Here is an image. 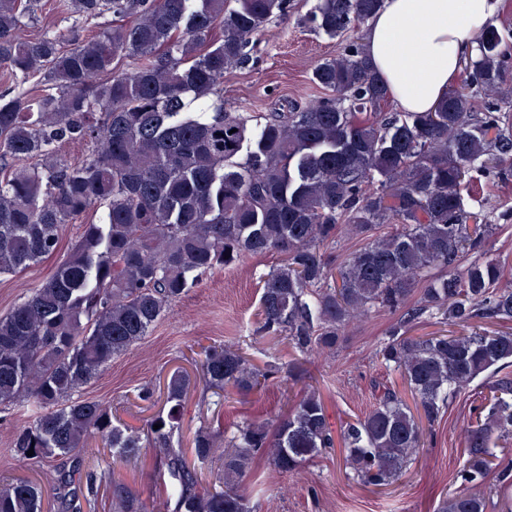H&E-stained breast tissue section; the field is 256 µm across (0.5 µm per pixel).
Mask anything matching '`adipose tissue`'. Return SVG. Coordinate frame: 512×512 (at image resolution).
Segmentation results:
<instances>
[{"instance_id": "1", "label": "adipose tissue", "mask_w": 512, "mask_h": 512, "mask_svg": "<svg viewBox=\"0 0 512 512\" xmlns=\"http://www.w3.org/2000/svg\"><path fill=\"white\" fill-rule=\"evenodd\" d=\"M502 0H384L365 52L403 112H427L455 84L478 28Z\"/></svg>"}]
</instances>
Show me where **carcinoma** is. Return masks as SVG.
I'll use <instances>...</instances> for the list:
<instances>
[{"label":"carcinoma","instance_id":"carcinoma-1","mask_svg":"<svg viewBox=\"0 0 512 512\" xmlns=\"http://www.w3.org/2000/svg\"><path fill=\"white\" fill-rule=\"evenodd\" d=\"M32 2L0 0V276L54 255L63 225L102 212L0 316V410L32 407L15 451L34 464L61 461L56 512H89L104 485L119 512H257L242 489L256 461L297 474L334 447L312 385L275 421L225 428L216 415L194 432L190 458L173 444L187 371L170 374L164 408L143 433L78 397L207 274L268 253L280 260L259 276L266 338L286 339L305 356L334 354L350 323L381 309L396 316L374 356L400 374L414 406L383 384L369 412L344 426V463L356 482L398 479L424 448V425L478 377H494L465 429L458 479L470 491L437 507L486 512L472 488L491 469L494 434L512 432V334L479 321H512V278L486 256L501 225L468 211L463 190L476 186V173L512 167V27L479 29L462 86L431 112H382L387 90L351 41L312 71L327 96L245 117L224 111V72L249 60L290 0H58L66 16L112 15V28L70 48L61 34L19 37ZM382 3L318 0L310 22L335 37ZM481 96L486 110L476 112ZM70 144L87 152L70 160L61 154ZM342 230L363 246L335 263L324 248ZM425 318L461 333L411 335ZM203 355L199 379L216 406L228 388L248 394L283 371L294 382L306 375L298 366L260 367L217 342ZM93 441L114 462L153 449L152 506L86 466ZM214 464L215 482L205 487L203 471ZM47 495L28 477L0 480V512H43Z\"/></svg>","mask_w":512,"mask_h":512}]
</instances>
